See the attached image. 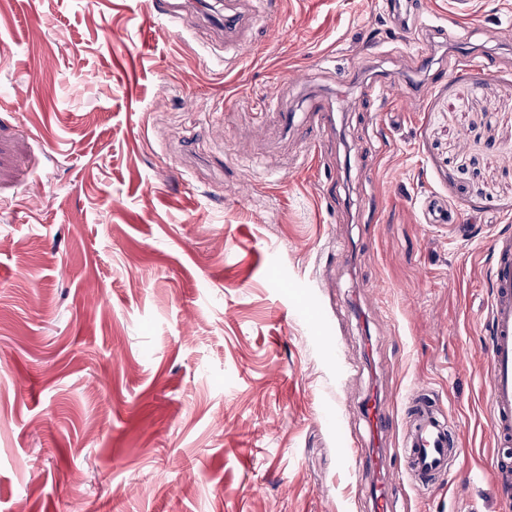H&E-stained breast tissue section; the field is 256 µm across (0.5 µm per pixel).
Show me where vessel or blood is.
Wrapping results in <instances>:
<instances>
[{
    "mask_svg": "<svg viewBox=\"0 0 512 512\" xmlns=\"http://www.w3.org/2000/svg\"><path fill=\"white\" fill-rule=\"evenodd\" d=\"M252 23L248 15L232 4L224 6V35L244 39ZM316 125L306 132L312 145L315 163L323 161V134L332 122L331 113L321 104L313 103ZM427 224H451L456 215L451 204L436 197L429 198L422 211ZM492 288L491 318L487 331L486 360L488 367L487 395L492 412V426L499 443H512V253L499 251L490 270ZM406 430L402 440L407 471L417 486L427 488L447 472L448 465L459 451V443L451 422L440 414L433 398L424 390H413L404 415ZM372 465L379 481L374 489L377 512H394L395 495L380 455H373Z\"/></svg>",
    "mask_w": 512,
    "mask_h": 512,
    "instance_id": "1",
    "label": "vessel or blood"
}]
</instances>
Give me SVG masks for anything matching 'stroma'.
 Segmentation results:
<instances>
[{"instance_id": "1", "label": "stroma", "mask_w": 512, "mask_h": 512, "mask_svg": "<svg viewBox=\"0 0 512 512\" xmlns=\"http://www.w3.org/2000/svg\"><path fill=\"white\" fill-rule=\"evenodd\" d=\"M448 2L405 34L386 0H279L246 51L204 5L0 0V512H373L343 450L373 454L374 398L396 512H512L485 399L512 13ZM464 47L493 70L458 75ZM418 387L461 448L430 493L401 454ZM311 112H317L318 121L315 126L308 125L306 133L309 134V140L312 145L313 160L316 164H323V134L326 127L332 123L333 114L330 113L321 103L314 102L311 106ZM422 215L424 223L427 224H451L457 221L451 204L436 197L425 202Z\"/></svg>"}]
</instances>
